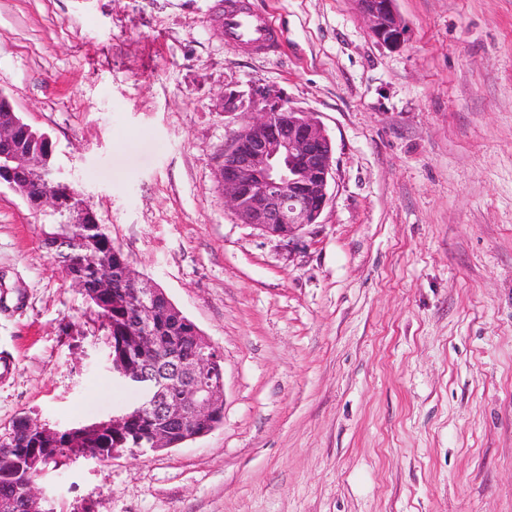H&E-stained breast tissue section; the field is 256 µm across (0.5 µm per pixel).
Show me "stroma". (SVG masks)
Instances as JSON below:
<instances>
[{
  "instance_id": "obj_1",
  "label": "stroma",
  "mask_w": 512,
  "mask_h": 512,
  "mask_svg": "<svg viewBox=\"0 0 512 512\" xmlns=\"http://www.w3.org/2000/svg\"><path fill=\"white\" fill-rule=\"evenodd\" d=\"M282 31L230 49L215 0H0V89L133 267L224 356V420L158 452L48 467L47 512H512V0H251ZM315 113L330 200L290 249L224 205L225 88ZM0 187V430L135 394ZM356 1L360 13L369 22L371 34L380 44L389 48L403 46L406 30L395 10V0Z\"/></svg>"
}]
</instances>
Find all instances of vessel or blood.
Listing matches in <instances>:
<instances>
[{
	"instance_id": "1",
	"label": "vessel or blood",
	"mask_w": 512,
	"mask_h": 512,
	"mask_svg": "<svg viewBox=\"0 0 512 512\" xmlns=\"http://www.w3.org/2000/svg\"><path fill=\"white\" fill-rule=\"evenodd\" d=\"M219 22L227 47L250 45L264 54L276 48L278 37L269 19L251 10L243 0H226Z\"/></svg>"
}]
</instances>
